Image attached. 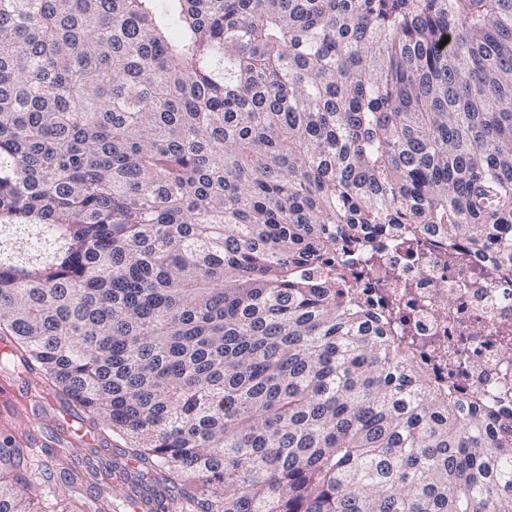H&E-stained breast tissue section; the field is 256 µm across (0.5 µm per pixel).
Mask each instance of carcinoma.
Wrapping results in <instances>:
<instances>
[{
	"mask_svg": "<svg viewBox=\"0 0 512 512\" xmlns=\"http://www.w3.org/2000/svg\"><path fill=\"white\" fill-rule=\"evenodd\" d=\"M371 224L512 261V0H0V369L148 512H512V435L353 292ZM51 479L1 447L0 512H83Z\"/></svg>",
	"mask_w": 512,
	"mask_h": 512,
	"instance_id": "1",
	"label": "carcinoma"
}]
</instances>
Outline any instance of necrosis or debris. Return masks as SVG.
Masks as SVG:
<instances>
[{
	"instance_id": "1",
	"label": "necrosis or debris",
	"mask_w": 512,
	"mask_h": 512,
	"mask_svg": "<svg viewBox=\"0 0 512 512\" xmlns=\"http://www.w3.org/2000/svg\"><path fill=\"white\" fill-rule=\"evenodd\" d=\"M421 236L419 225L408 224L399 240H373L397 283L410 286L389 332L433 389L447 385L449 367L457 366L458 397L512 423V352L495 333L499 323H512V263L496 250L435 236L415 262L410 250Z\"/></svg>"
}]
</instances>
